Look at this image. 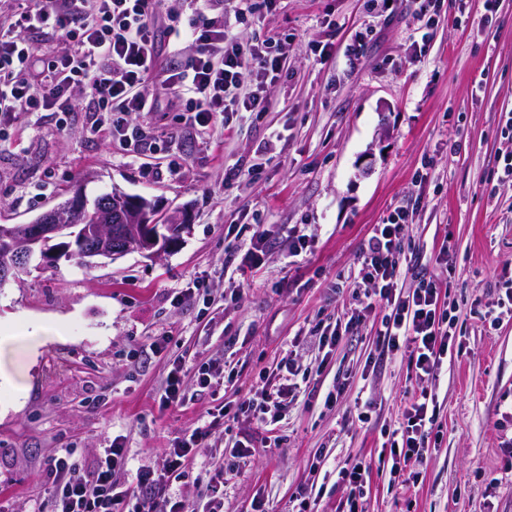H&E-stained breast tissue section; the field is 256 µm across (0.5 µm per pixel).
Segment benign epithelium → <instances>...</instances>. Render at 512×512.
Wrapping results in <instances>:
<instances>
[{"label":"benign epithelium","mask_w":512,"mask_h":512,"mask_svg":"<svg viewBox=\"0 0 512 512\" xmlns=\"http://www.w3.org/2000/svg\"><path fill=\"white\" fill-rule=\"evenodd\" d=\"M88 208V200L81 189H76L64 206H54L26 224L0 226V283L19 281L38 266L51 262L54 253L48 243L58 241L69 248L70 219L75 213ZM120 216V223L110 224L112 214ZM162 224H178L187 232V212L178 210L162 215L158 204L143 196L129 195L119 189L112 198L95 207V221L84 226L78 247L89 265L99 259L113 260L128 252H137L155 260L165 253L161 246Z\"/></svg>","instance_id":"benign-epithelium-1"}]
</instances>
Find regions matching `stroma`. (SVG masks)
Returning <instances> with one entry per match:
<instances>
[{
	"label": "stroma",
	"instance_id": "obj_1",
	"mask_svg": "<svg viewBox=\"0 0 512 512\" xmlns=\"http://www.w3.org/2000/svg\"><path fill=\"white\" fill-rule=\"evenodd\" d=\"M423 0H280L224 24L242 43L273 39L281 76L266 85L268 112L215 113L205 128L185 119L187 100L161 86L191 43L169 37L193 13L165 0L151 112L132 114L146 147L90 128L84 113L20 114L0 133V224H24L83 187L87 199L117 187L157 199L162 212L186 209L192 228L150 260L132 252L93 268L62 261L0 287V498L12 512L52 504L45 462L62 448L89 464L116 436L133 458L161 460L164 448L211 421L215 426L182 491L207 501L211 449L250 441L252 456L224 476V512H336L340 493L318 461L376 453L398 420L409 387L405 365L387 360L370 325L335 348L310 329L342 320L360 251L375 224L412 204L407 233L419 250L417 274L447 283L463 354L435 385L440 450L416 484L374 471L365 512H512V320L486 314L512 277V184H495L512 98V0H459L425 25ZM423 54H415L417 41ZM331 53L320 56L321 45ZM372 154L369 174L359 163ZM256 176L225 186L227 169ZM265 231L260 266L244 245ZM308 242L291 255L293 226ZM448 249V263L433 256ZM239 300H225L228 288ZM53 335L33 338L34 325ZM303 343L299 398L281 412L273 450L237 404L275 371L293 338ZM228 362L223 387L197 383L199 367ZM186 366V401L160 403L169 372ZM342 386L336 404L328 390ZM370 397L366 420L347 408Z\"/></svg>",
	"mask_w": 512,
	"mask_h": 512
}]
</instances>
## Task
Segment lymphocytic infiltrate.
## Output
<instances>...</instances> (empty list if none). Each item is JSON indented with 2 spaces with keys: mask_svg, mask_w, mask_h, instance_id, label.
I'll return each instance as SVG.
<instances>
[{
  "mask_svg": "<svg viewBox=\"0 0 512 512\" xmlns=\"http://www.w3.org/2000/svg\"><path fill=\"white\" fill-rule=\"evenodd\" d=\"M15 2L13 21L0 26V125L23 112L79 111L83 92L93 101V125H100V113H108L114 136H124L129 113L152 110L145 88L156 54L153 19L163 0H39L35 8L27 0ZM22 29L57 34L70 45L37 71L29 44L18 35ZM173 34L194 44L196 53L170 69L164 84L188 97L195 124L207 126L216 112L268 111L262 85L283 70L272 41L245 45L230 37L223 25L196 18ZM408 217V206L399 205L374 225L361 251L347 320L323 326L318 343L336 345L369 319L387 356L406 362L415 384L400 402L401 420L388 431L377 462L389 465L394 474L409 468L414 480L438 449L433 386L459 357L460 347L454 306L441 287L423 278L412 288L402 284L416 251L404 237ZM294 366V357L285 358L284 372L262 377L254 393L239 403L240 410L254 412L267 434L276 433L281 408L299 396ZM210 434V426L195 428L164 449L159 466L148 460L132 464L118 437L89 470L71 450L62 449L46 465L52 512H156L162 503L169 512H197L175 485L187 476L199 445ZM374 463L344 461L332 469L336 486L346 495L347 512H364L361 498ZM130 470L135 473L132 483L118 481V474Z\"/></svg>",
  "mask_w": 512,
  "mask_h": 512,
  "instance_id": "1",
  "label": "lymphocytic infiltrate"
}]
</instances>
